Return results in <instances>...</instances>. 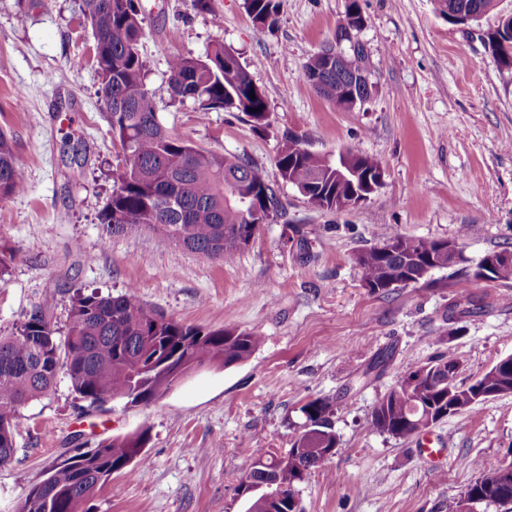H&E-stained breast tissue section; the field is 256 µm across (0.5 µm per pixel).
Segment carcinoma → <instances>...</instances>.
I'll use <instances>...</instances> for the list:
<instances>
[{"label": "carcinoma", "mask_w": 512, "mask_h": 512, "mask_svg": "<svg viewBox=\"0 0 512 512\" xmlns=\"http://www.w3.org/2000/svg\"><path fill=\"white\" fill-rule=\"evenodd\" d=\"M254 27L262 32L275 25L276 0H245ZM84 15L94 37V62L101 77L98 94L112 137L124 160L112 172V196L100 223L114 237L149 230L167 236L177 246L224 262L233 261L268 221L283 217L287 205L279 185L245 155L203 151L170 133L160 122L154 93L145 82V63L138 44L144 33L140 0H84ZM512 27L490 32L487 48L496 62L512 68L505 45ZM303 80L336 108L346 110L353 95L346 75L328 68L319 50L302 70ZM170 99L191 100L204 110L245 113L257 130L270 126L266 98L248 71L221 41L205 59L177 55L168 62ZM255 98H250V94ZM282 182L312 193L315 207L336 211V202L362 189L364 177L383 173L382 162L368 156L353 159V177L337 172L336 164L285 133L275 162ZM24 190L22 167L13 141L0 130V201ZM398 249L382 253L376 247L356 255L366 287L389 292L417 276L457 267L460 276L475 280L462 258L448 262L441 241L393 235ZM473 311L470 295L461 293L451 305L458 319ZM261 343L254 332L237 328L203 330L167 318L141 302L133 289L117 295L78 293L72 299L66 331L55 329L47 310L36 306L10 332L0 335V464L11 460L19 409L50 395L59 376L76 396L91 406L109 401L154 403L178 380L172 367L214 360L226 368L247 361ZM501 384L490 372L467 386L448 378V363L414 369L379 399L368 428L395 438H410L440 422L449 392L465 394ZM312 423L314 437L304 430L284 455L257 451L245 476L256 484H271L279 495L278 512L289 506L295 487L311 470L334 454L336 432L332 405L321 399L301 408ZM147 432L100 443L104 452L76 453L54 467L21 502L19 512H79L114 473L127 470L141 454Z\"/></svg>", "instance_id": "cac0c4a2"}]
</instances>
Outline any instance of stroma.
<instances>
[{
	"mask_svg": "<svg viewBox=\"0 0 512 512\" xmlns=\"http://www.w3.org/2000/svg\"><path fill=\"white\" fill-rule=\"evenodd\" d=\"M139 52L158 116L204 150L247 154L268 174L281 137L315 153L349 149L377 158L383 181L339 211L309 205L281 185L285 217L263 225L232 262L176 247L161 235L109 236L99 215L112 196L121 149L102 114L94 38L82 0H0V129L12 138L26 189L0 201V251L15 253L0 282V335L44 305L65 329L79 292L139 299L205 328L251 331L246 362L184 379L150 405L88 406L67 379L20 410L16 452L0 465V512L20 502L76 449L147 431L145 464L118 473L81 512H245L239 492L257 449L283 454L301 431V408L330 401L332 456L296 487L300 512H454L480 460L512 456V395L489 399L432 427L440 454L417 438L370 431L377 401L411 370L459 359L466 384L512 355V283L463 281L386 294L366 287L355 256L391 235L462 239L470 264L512 251V69L484 44L512 0L476 22L450 23L435 0H359L376 90L350 111L321 98L300 72L332 39L347 0H280L276 26L256 36L244 0H141ZM179 30L171 39L170 30ZM240 58L263 91L270 127L231 110H203L166 95L168 61L204 58L214 41ZM478 307L449 321L460 292Z\"/></svg>",
	"mask_w": 512,
	"mask_h": 512,
	"instance_id": "35a3bbf8",
	"label": "stroma"
}]
</instances>
